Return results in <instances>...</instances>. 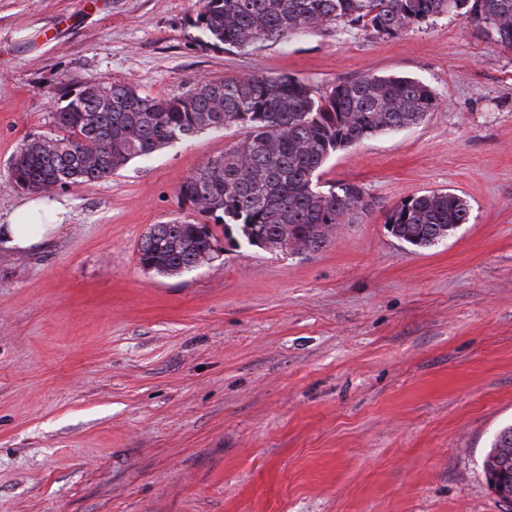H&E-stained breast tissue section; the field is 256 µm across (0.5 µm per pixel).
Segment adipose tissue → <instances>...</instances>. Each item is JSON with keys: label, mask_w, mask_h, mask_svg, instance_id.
Masks as SVG:
<instances>
[{"label": "adipose tissue", "mask_w": 512, "mask_h": 512, "mask_svg": "<svg viewBox=\"0 0 512 512\" xmlns=\"http://www.w3.org/2000/svg\"><path fill=\"white\" fill-rule=\"evenodd\" d=\"M68 208L65 202L34 196L17 207L0 227L5 248L25 252L42 245L61 228Z\"/></svg>", "instance_id": "obj_1"}]
</instances>
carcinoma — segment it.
I'll return each instance as SVG.
<instances>
[{
    "label": "carcinoma",
    "instance_id": "carcinoma-1",
    "mask_svg": "<svg viewBox=\"0 0 512 512\" xmlns=\"http://www.w3.org/2000/svg\"><path fill=\"white\" fill-rule=\"evenodd\" d=\"M459 12L512 50V0H203L193 25L203 43L231 51L336 24L395 38ZM437 105L419 80L372 73L340 80L325 93L260 70L197 82L171 97L125 82L87 83L53 113L57 132L30 134L19 144L10 181L27 191L90 184L186 138L240 127L246 136L236 147L182 181L180 201L236 227L251 246L293 233L304 250L318 251L331 243L336 225L353 223L376 205L356 183L322 189L325 164L382 126L423 122ZM469 215L460 196L432 191L392 208L386 223L397 225L403 242L429 248ZM215 242L199 221L156 224L139 244L138 261L159 275L180 274L214 260ZM504 463L512 467V425L497 432L484 470Z\"/></svg>",
    "mask_w": 512,
    "mask_h": 512
}]
</instances>
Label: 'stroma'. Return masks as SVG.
<instances>
[{"label":"stroma","instance_id":"stroma-1","mask_svg":"<svg viewBox=\"0 0 512 512\" xmlns=\"http://www.w3.org/2000/svg\"><path fill=\"white\" fill-rule=\"evenodd\" d=\"M201 0H0V220L8 163L64 92L175 96L262 69L318 92L372 72L432 87L422 123L337 152L323 185L374 210L331 245H235L176 276L138 263L178 189L243 140L207 131L97 182L0 250V512H512L484 460L512 423V51L448 14L396 38L342 24L250 51L201 44ZM449 191L467 224L429 249L385 224Z\"/></svg>","mask_w":512,"mask_h":512}]
</instances>
